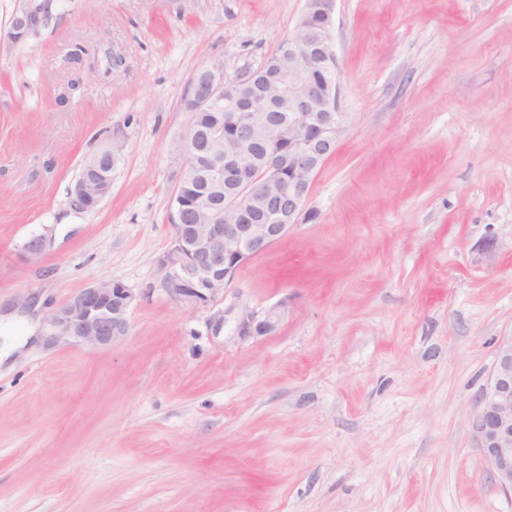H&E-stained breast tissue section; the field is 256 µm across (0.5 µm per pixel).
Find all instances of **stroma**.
<instances>
[{
	"label": "stroma",
	"instance_id": "stroma-1",
	"mask_svg": "<svg viewBox=\"0 0 512 512\" xmlns=\"http://www.w3.org/2000/svg\"><path fill=\"white\" fill-rule=\"evenodd\" d=\"M303 4L0 0V339L26 342L0 363V512H512L475 430L512 339V0H337L346 130L309 219L223 300L162 289L189 80L258 68ZM117 141L110 195L75 209ZM112 277L142 294L128 334L52 338ZM42 22V16L39 9H26L16 15L12 21L9 36L18 41L34 31ZM281 313L275 309L268 310L262 317L250 310L239 313L236 331L241 336H266L277 326Z\"/></svg>",
	"mask_w": 512,
	"mask_h": 512
}]
</instances>
